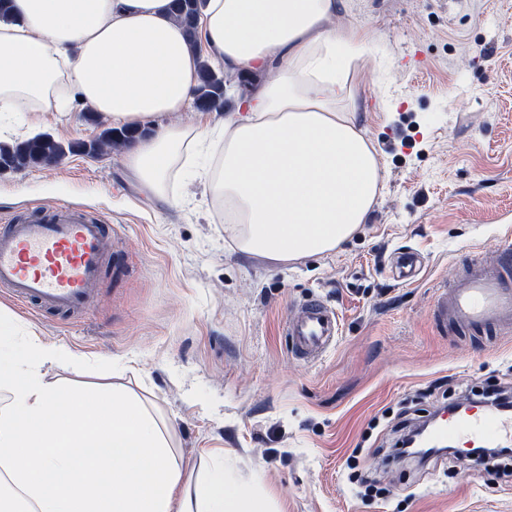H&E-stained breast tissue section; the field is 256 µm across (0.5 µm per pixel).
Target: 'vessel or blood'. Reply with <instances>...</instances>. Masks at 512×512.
I'll return each mask as SVG.
<instances>
[{"label": "vessel or blood", "instance_id": "b4317fda", "mask_svg": "<svg viewBox=\"0 0 512 512\" xmlns=\"http://www.w3.org/2000/svg\"><path fill=\"white\" fill-rule=\"evenodd\" d=\"M111 238V225L66 204L0 225V287L24 304L83 313L104 273ZM432 319L452 335L512 328V249L489 257L472 254L461 272L439 287ZM285 329L292 354L314 361L335 341L338 322L322 300L311 297L296 306ZM511 431V418L478 409L449 416L434 439L489 445Z\"/></svg>", "mask_w": 512, "mask_h": 512}]
</instances>
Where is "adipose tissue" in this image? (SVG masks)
<instances>
[{
	"instance_id": "adipose-tissue-1",
	"label": "adipose tissue",
	"mask_w": 512,
	"mask_h": 512,
	"mask_svg": "<svg viewBox=\"0 0 512 512\" xmlns=\"http://www.w3.org/2000/svg\"><path fill=\"white\" fill-rule=\"evenodd\" d=\"M171 0H12L0 18V142L60 91L115 126L144 129L125 155L144 192L223 144L197 172L224 203L239 251L287 263L338 251L366 223L383 166L358 114L371 42L339 24V0H204L187 42ZM230 106L204 130L166 125L194 95L202 57ZM63 350L0 310V512H271L223 463L184 476L172 428L120 383L87 394L43 368Z\"/></svg>"
}]
</instances>
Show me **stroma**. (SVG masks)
I'll list each match as a JSON object with an SVG mask.
<instances>
[{
  "label": "stroma",
  "instance_id": "obj_1",
  "mask_svg": "<svg viewBox=\"0 0 512 512\" xmlns=\"http://www.w3.org/2000/svg\"><path fill=\"white\" fill-rule=\"evenodd\" d=\"M343 20L370 36L377 66L359 121L383 164L366 224L331 255L289 263L241 254L224 210L173 172L148 197L121 150L68 153L0 172V217L80 207L113 227L95 302L79 318L26 309L29 330L68 351L49 380L147 391L171 419L189 467L220 458L237 489L266 492L275 512H512V459L460 471L449 457L396 456L391 420L433 410L434 385L466 401L512 385V333L448 336L430 318L443 280L466 256L512 244V0H346ZM62 144L109 125L73 108L32 113ZM424 261L416 281L398 256ZM321 298L335 342L295 359L284 324ZM395 271L399 279L413 281L421 273L422 263L415 253H404L396 262Z\"/></svg>",
  "mask_w": 512,
  "mask_h": 512
}]
</instances>
